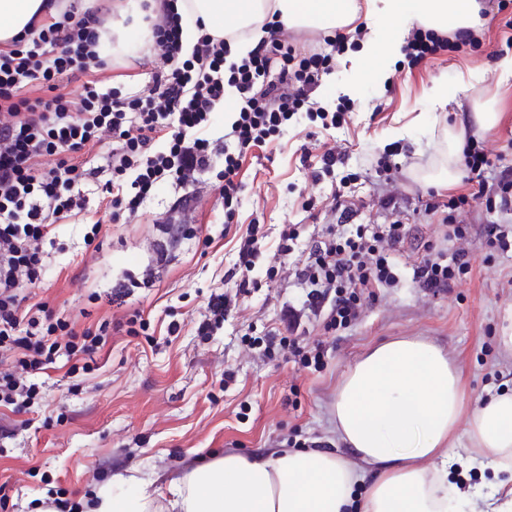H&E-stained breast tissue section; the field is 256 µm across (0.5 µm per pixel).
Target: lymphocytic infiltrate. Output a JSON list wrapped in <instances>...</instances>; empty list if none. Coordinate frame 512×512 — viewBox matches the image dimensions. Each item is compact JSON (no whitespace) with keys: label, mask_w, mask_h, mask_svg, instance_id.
<instances>
[{"label":"lymphocytic infiltrate","mask_w":512,"mask_h":512,"mask_svg":"<svg viewBox=\"0 0 512 512\" xmlns=\"http://www.w3.org/2000/svg\"><path fill=\"white\" fill-rule=\"evenodd\" d=\"M182 0H161L150 20L151 43L164 62L151 87L125 97L103 88L97 72L107 66L100 48L97 13L68 10L42 21L32 37L0 42V359L14 358L21 368L47 370L57 358L93 359L106 345L108 324L76 330L71 322L53 319L44 303L26 304L22 282H36L43 271L40 244L52 225L87 213L88 181L110 172L103 188L110 195L113 218L138 216L157 183L172 181L192 188L209 160V116L224 102L225 86L238 92V110L224 135V173L219 187L226 217L243 191L241 166L249 150L278 137L298 112L321 120L324 129L341 122L311 99L322 76L342 53L346 35L324 36L323 49L297 56L281 39V25L266 22L268 36L259 40L240 63L225 59L236 33L199 32L185 48L189 19ZM475 33L460 29L452 36L414 29L402 51L409 65H420L439 53L477 47ZM82 79L80 95L68 83ZM164 150H156L157 141ZM504 152L489 155L474 136H466L461 152L464 180L470 190L430 196L428 213H442L444 240L462 242L469 231L462 213L474 204L487 212H512V165ZM102 156L104 167H87L86 157ZM495 178H488L489 170ZM102 178V177H101ZM411 237L410 225L350 224L329 229L323 239L298 253L296 228L282 231L277 253L297 256L298 278L308 288L306 310L318 315L324 332L356 322L363 300L399 284L396 254ZM464 250L452 257L426 245L413 267L412 282L426 291L448 289L469 273ZM302 315L292 308L280 317L284 336L266 334L267 354L281 353L303 367L321 365V344L304 343Z\"/></svg>","instance_id":"f902f5d3"}]
</instances>
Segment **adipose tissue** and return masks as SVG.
<instances>
[{"instance_id": "adipose-tissue-1", "label": "adipose tissue", "mask_w": 512, "mask_h": 512, "mask_svg": "<svg viewBox=\"0 0 512 512\" xmlns=\"http://www.w3.org/2000/svg\"><path fill=\"white\" fill-rule=\"evenodd\" d=\"M212 34L254 27L267 13L288 28L333 29L353 21L356 0H189ZM59 0H0V42L31 18L57 13ZM477 0H367L366 19L396 30L408 19L453 31L479 22ZM333 417L345 456L324 450L227 454L170 483L167 504L141 481L115 474L87 512H512V393L467 408L462 376L443 350L422 339L373 348L341 380ZM480 458L503 475L461 492L448 481L460 418Z\"/></svg>"}]
</instances>
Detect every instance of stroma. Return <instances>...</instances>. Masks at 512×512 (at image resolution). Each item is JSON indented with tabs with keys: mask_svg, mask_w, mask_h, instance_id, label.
<instances>
[{
	"mask_svg": "<svg viewBox=\"0 0 512 512\" xmlns=\"http://www.w3.org/2000/svg\"><path fill=\"white\" fill-rule=\"evenodd\" d=\"M487 14L478 50L444 52L408 68L402 44L376 26L355 37L336 56L314 98L323 111L348 106L343 125L322 130L300 113L281 136L246 156L244 189L232 223L224 221L218 191L224 169L223 111L210 116L215 140L196 196L184 201L169 181L158 183L132 219L112 221L100 189H92L97 217L55 225L42 243L44 274L23 292L45 303L76 329L110 321L112 341L90 370L66 373L56 367L38 374L40 409L24 415L0 406V426L13 435L0 440V512H38L54 500L76 503L110 487L121 472L141 479L180 478L216 454L246 455L289 448L302 442L343 454L332 404L344 372L378 343L394 337H420L440 345L459 369L466 402L512 389V354L499 336L512 311V249L500 251L483 233L486 224L512 218L476 205L464 214L471 226L465 249L472 270L447 292L414 287L412 265L425 242L455 251L443 241L440 216L426 214L429 184L448 153V129L454 113L486 104L498 115L485 141L492 152L512 139V77L498 63L512 56V13L495 0H478ZM375 42L391 59L386 76L377 60L354 67L351 58L363 42ZM112 65L100 71L104 85L132 93L147 85L158 64L149 40L129 54L104 44ZM133 79H126V72ZM346 152L345 163L323 174L320 158L328 150ZM392 154L389 177L377 162ZM348 177L356 187L357 224H387L399 219L414 225L401 249V283L383 290L366 305L362 318L336 334L322 333L305 313L308 338L322 342L320 368H304L283 356L266 357L250 338L278 326L281 310L301 308L306 291L292 270L269 277L279 235L298 225L299 249L309 248L321 228L340 221L332 197L333 178ZM391 195L395 208L380 197ZM183 224L192 232L167 241L164 225ZM262 225V255L251 283L232 306L223 327L202 337L196 323L211 294L237 259L240 236L248 225ZM131 279L134 287L119 291ZM149 320L147 334L130 336L126 321L134 312ZM176 332H168L170 323Z\"/></svg>",
	"mask_w": 512,
	"mask_h": 512,
	"instance_id": "stroma-1",
	"label": "stroma"
}]
</instances>
